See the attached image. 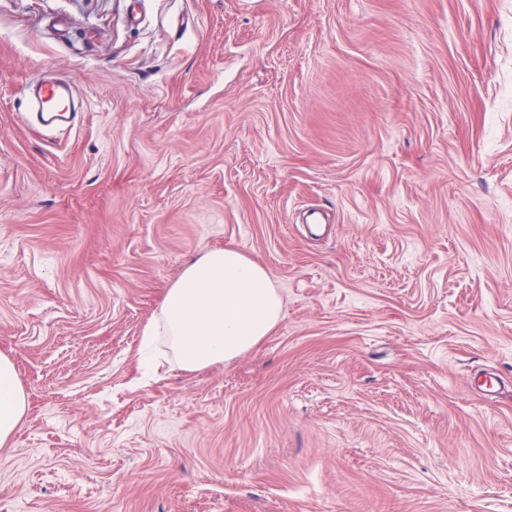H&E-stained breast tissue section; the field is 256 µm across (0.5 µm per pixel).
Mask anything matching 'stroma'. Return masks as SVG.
<instances>
[{
	"instance_id": "35a3bbf8",
	"label": "stroma",
	"mask_w": 512,
	"mask_h": 512,
	"mask_svg": "<svg viewBox=\"0 0 512 512\" xmlns=\"http://www.w3.org/2000/svg\"><path fill=\"white\" fill-rule=\"evenodd\" d=\"M510 87L512 0H0V512H512ZM216 247L279 324L146 379ZM33 87L34 102L26 112L45 126L71 124L84 108V101L70 80L41 77ZM28 409L15 364L0 353V447L12 441Z\"/></svg>"
}]
</instances>
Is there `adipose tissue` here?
Returning a JSON list of instances; mask_svg holds the SVG:
<instances>
[{
    "label": "adipose tissue",
    "mask_w": 512,
    "mask_h": 512,
    "mask_svg": "<svg viewBox=\"0 0 512 512\" xmlns=\"http://www.w3.org/2000/svg\"><path fill=\"white\" fill-rule=\"evenodd\" d=\"M282 311L266 268L238 250L214 248L187 263L166 288L144 340H163L182 370L202 371L255 348ZM28 409L15 364L0 354V447L12 441Z\"/></svg>",
    "instance_id": "ef3b65f1"
}]
</instances>
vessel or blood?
Segmentation results:
<instances>
[{"instance_id": "1", "label": "vessel or blood", "mask_w": 512, "mask_h": 512, "mask_svg": "<svg viewBox=\"0 0 512 512\" xmlns=\"http://www.w3.org/2000/svg\"><path fill=\"white\" fill-rule=\"evenodd\" d=\"M84 108V101L73 82L63 78L41 77L34 83V101L29 109L43 125L72 123Z\"/></svg>"}]
</instances>
